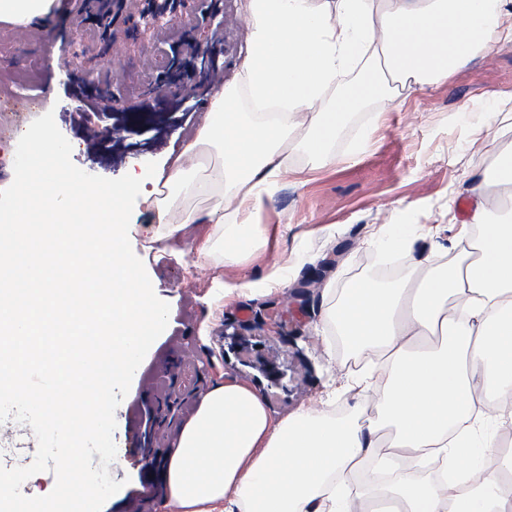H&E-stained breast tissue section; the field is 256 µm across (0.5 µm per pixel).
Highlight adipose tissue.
Here are the masks:
<instances>
[{"mask_svg": "<svg viewBox=\"0 0 512 512\" xmlns=\"http://www.w3.org/2000/svg\"><path fill=\"white\" fill-rule=\"evenodd\" d=\"M60 0H0V25L43 31ZM250 34L242 84L215 88L202 127L168 173L145 184L129 174L108 186L60 168L74 141L29 131L10 142L13 195L0 200V346L16 379L30 360L19 342L40 325L80 331L94 323L96 351L78 344L40 360L50 384L24 395L45 417L42 440L73 441L74 465L55 497L98 496L80 476L78 441L104 434L109 392L137 370L164 328L165 311L124 251L126 206L157 211L152 242L180 255L189 225L199 259L236 263L251 255L262 231L252 216L288 167L291 151L316 165L331 158L337 129L374 95L392 98L437 86L479 51L512 41V0H244ZM386 73L338 99L328 92L365 58ZM217 152L205 176L188 162ZM467 235L444 263L415 262L405 281L351 283L325 318L353 354L388 360L378 389L379 419L362 420L363 396L336 419L303 409L272 422L248 385L215 381L183 424L162 462L175 512H512V454L495 432L470 450L467 420L512 427V209L491 217L487 186L512 200V152L494 173L472 169ZM205 198L206 210L180 222L167 215L177 197ZM363 492H352L355 477Z\"/></svg>", "mask_w": 512, "mask_h": 512, "instance_id": "ef3b65f1", "label": "adipose tissue"}]
</instances>
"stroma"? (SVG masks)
Returning <instances> with one entry per match:
<instances>
[{"label": "stroma", "mask_w": 512, "mask_h": 512, "mask_svg": "<svg viewBox=\"0 0 512 512\" xmlns=\"http://www.w3.org/2000/svg\"><path fill=\"white\" fill-rule=\"evenodd\" d=\"M247 30L241 0H192L187 14L162 30L130 21L104 39L80 0H62L48 32L0 29V142L51 112L57 135L77 143L64 169L101 185L131 166L153 176L168 153L195 135L206 113L214 85L196 69L197 55L211 49L223 82H230ZM85 61L94 81L119 94L126 111L94 110L93 100L82 96L77 76ZM161 87L168 90L162 102L156 99ZM496 98L512 101V42L480 52L446 84L415 90L403 101L375 97L338 128L332 164L316 167L293 153L290 171L269 187L253 217L263 240L238 264L199 260L190 238L181 244L182 259L158 256L146 242L155 210L128 204L126 257L151 282L168 322L133 376L110 391L107 439L79 445L82 473L103 496L77 501L76 512H163L167 488L152 470L218 377L256 390L276 422L303 408L346 416L353 397L340 390L343 375L378 373L382 362L353 357L324 324L323 285L333 282L341 294L355 279L395 281L421 256L445 253L454 235L449 216L468 217L448 211L449 198L467 199L466 170H493L499 155L512 150V130L500 129L491 116ZM188 103L193 110L186 114ZM86 109L100 136L89 134L81 116ZM477 134L487 142L479 153L470 146ZM384 224L419 231L388 274L379 270L384 258L376 236ZM275 275L283 277L281 287H272ZM228 284L237 287L230 297ZM42 428L23 405L0 406V465L31 475L18 490L22 498L55 490L66 442L39 447Z\"/></svg>", "instance_id": "35a3bbf8"}]
</instances>
